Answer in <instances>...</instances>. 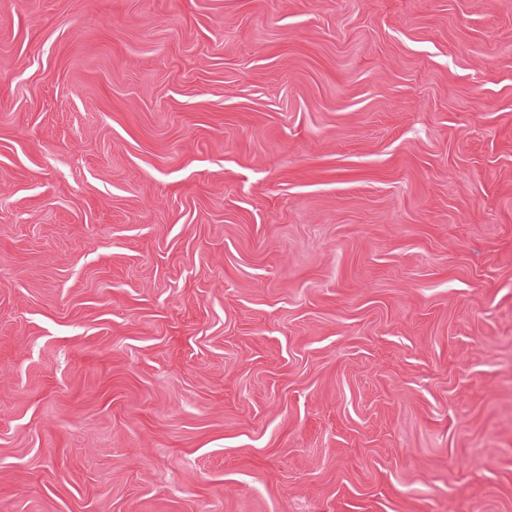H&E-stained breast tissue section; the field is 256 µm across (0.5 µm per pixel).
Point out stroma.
I'll return each instance as SVG.
<instances>
[{
	"label": "stroma",
	"instance_id": "obj_1",
	"mask_svg": "<svg viewBox=\"0 0 512 512\" xmlns=\"http://www.w3.org/2000/svg\"><path fill=\"white\" fill-rule=\"evenodd\" d=\"M0 512H512V0H0Z\"/></svg>",
	"mask_w": 512,
	"mask_h": 512
}]
</instances>
